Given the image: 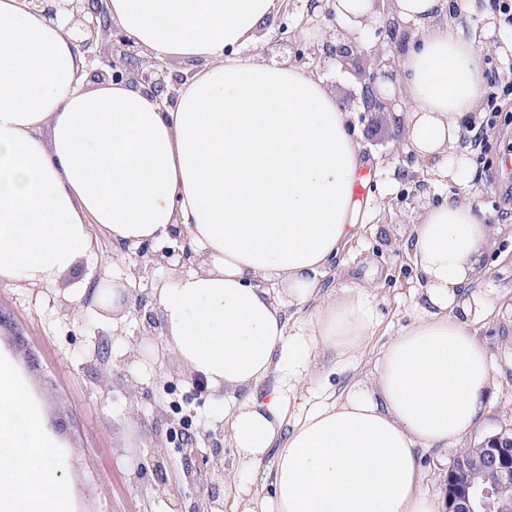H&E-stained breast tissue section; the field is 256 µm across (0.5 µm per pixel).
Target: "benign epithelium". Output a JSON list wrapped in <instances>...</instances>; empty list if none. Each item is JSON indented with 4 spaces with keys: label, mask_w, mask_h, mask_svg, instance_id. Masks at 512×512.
Here are the masks:
<instances>
[{
    "label": "benign epithelium",
    "mask_w": 512,
    "mask_h": 512,
    "mask_svg": "<svg viewBox=\"0 0 512 512\" xmlns=\"http://www.w3.org/2000/svg\"><path fill=\"white\" fill-rule=\"evenodd\" d=\"M28 9L43 13L55 20L67 17L72 12L81 21L77 39L73 43L88 61L93 63L89 79L108 78L113 82L144 85L169 99L176 97L187 76L168 74L164 62L142 54V48L119 27L112 24L103 0H26ZM277 20L276 36L283 41L292 40L288 34V17L294 13L295 0H285ZM335 0H307L306 11L300 25L314 27L328 20L333 24L332 34L338 39H347V43L333 46L305 48L301 43L293 44L291 63L301 65L309 58L321 55L334 57L342 62L366 58L367 65L362 71V89L360 92L363 112H395L400 99L386 95L380 87L381 81L395 80L401 71V55L398 45L408 42L411 25L402 24L390 18L392 0H375L376 11L383 14V26L378 33L387 37V45L377 44L366 48L361 34H348L337 21L334 8ZM174 246L152 250L144 244L132 248L125 244L121 253L127 255L130 274L139 278L146 272L160 266L177 264L180 268L196 265L198 257L189 245L182 228L171 230ZM478 461L485 471V477L476 481L470 474L471 463L468 460L453 459L448 469L445 484L448 486L446 512H512V503L501 501L499 491L503 484L512 482V438L503 437V433L486 436L474 448Z\"/></svg>",
    "instance_id": "7a95c632"
}]
</instances>
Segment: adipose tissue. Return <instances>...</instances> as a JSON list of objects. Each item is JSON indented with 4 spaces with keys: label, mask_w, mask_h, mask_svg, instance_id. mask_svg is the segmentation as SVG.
<instances>
[{
    "label": "adipose tissue",
    "mask_w": 512,
    "mask_h": 512,
    "mask_svg": "<svg viewBox=\"0 0 512 512\" xmlns=\"http://www.w3.org/2000/svg\"><path fill=\"white\" fill-rule=\"evenodd\" d=\"M282 7L108 0L150 56L201 61L170 103L141 86H90L62 22L0 0V282L54 284L92 250L96 225L133 247L182 227L200 262L153 290L160 344L206 379L241 458L275 454L272 495L242 512H443L421 488L419 451L459 443L486 413L494 379L475 326L491 309L462 297L502 229L468 200L423 205L400 243L422 274L415 318L370 383L289 419L314 349H360L376 317L356 286L298 326L286 319L360 235L354 187L370 160L319 74L265 61L261 34ZM393 11L416 42L385 84L405 104L394 117L424 162L461 181V121L486 87L482 37L450 21L448 0H394ZM274 372L278 386L258 399ZM77 454L0 346V512H76Z\"/></svg>",
    "instance_id": "adipose-tissue-1"
}]
</instances>
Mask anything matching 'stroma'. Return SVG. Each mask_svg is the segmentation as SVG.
Wrapping results in <instances>:
<instances>
[{"label":"stroma","mask_w":512,"mask_h":512,"mask_svg":"<svg viewBox=\"0 0 512 512\" xmlns=\"http://www.w3.org/2000/svg\"><path fill=\"white\" fill-rule=\"evenodd\" d=\"M493 45L480 52L489 82L512 77V56L502 55L512 43V30L496 27ZM313 66L334 91L337 101L359 95L360 77L354 67L332 58ZM364 153L373 160L361 195L362 236L340 253L322 280L315 305L335 297L340 288L370 286L376 301V324L364 349L340 361L319 351L314 381L302 386L290 410L299 415L326 394L340 392L355 379L369 381L383 346L416 315L418 272L397 243L410 228L420 205L469 198L490 223L512 224V214L497 207L498 189L512 185V124L497 123L480 148L470 149L475 174L454 183L440 177L411 148L395 151L394 128L388 114L353 112ZM93 251L74 271L55 284L33 288L0 283V345L15 355L30 378L54 430L79 454L72 462L77 512H176L190 508L192 498L175 502L171 483L185 482L186 469L196 461L187 454L209 451L205 431L216 429L214 395L203 376L187 373L177 357L158 358L139 348L136 334L139 289L125 263L113 260L111 237L94 232ZM124 286L127 302L121 326L125 337L105 343L104 356L94 348L99 333H111V311L77 302L75 286L93 280ZM474 294L493 305L492 316L479 325L498 380L488 396L487 413L463 441L470 447L479 435L512 430V235L497 237L486 265L477 274ZM224 456L223 471L201 473L194 484L206 492L219 488L223 512H235L241 489L268 494L262 477L274 466L273 454L257 465H245L228 434L216 439Z\"/></svg>","instance_id":"stroma-1"}]
</instances>
